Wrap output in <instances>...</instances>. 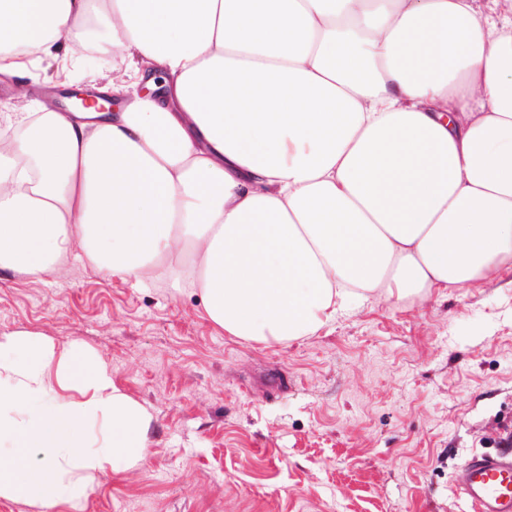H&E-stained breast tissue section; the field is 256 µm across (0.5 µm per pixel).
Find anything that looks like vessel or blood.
Returning a JSON list of instances; mask_svg holds the SVG:
<instances>
[{
  "instance_id": "obj_1",
  "label": "vessel or blood",
  "mask_w": 512,
  "mask_h": 512,
  "mask_svg": "<svg viewBox=\"0 0 512 512\" xmlns=\"http://www.w3.org/2000/svg\"><path fill=\"white\" fill-rule=\"evenodd\" d=\"M455 482L474 512H512V451L499 448L473 454Z\"/></svg>"
}]
</instances>
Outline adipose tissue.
Returning <instances> with one entry per match:
<instances>
[{"instance_id": "obj_1", "label": "adipose tissue", "mask_w": 512, "mask_h": 512, "mask_svg": "<svg viewBox=\"0 0 512 512\" xmlns=\"http://www.w3.org/2000/svg\"><path fill=\"white\" fill-rule=\"evenodd\" d=\"M94 51L135 71L112 111L0 114V268L76 243L268 347L512 262V0H0L15 98ZM150 420L84 345L0 334V499L77 507Z\"/></svg>"}]
</instances>
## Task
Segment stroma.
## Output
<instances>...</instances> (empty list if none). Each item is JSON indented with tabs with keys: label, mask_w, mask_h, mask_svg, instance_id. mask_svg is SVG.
<instances>
[{
	"label": "stroma",
	"mask_w": 512,
	"mask_h": 512,
	"mask_svg": "<svg viewBox=\"0 0 512 512\" xmlns=\"http://www.w3.org/2000/svg\"><path fill=\"white\" fill-rule=\"evenodd\" d=\"M16 330L84 342L152 416L146 467L94 481L82 512H473L455 472L512 442V267L263 349L76 247L41 279L0 269Z\"/></svg>",
	"instance_id": "stroma-1"
}]
</instances>
